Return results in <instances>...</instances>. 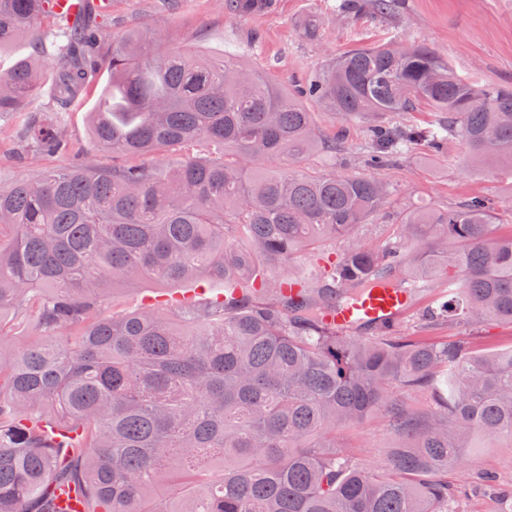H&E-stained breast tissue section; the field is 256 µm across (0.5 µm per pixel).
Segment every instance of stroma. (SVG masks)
I'll use <instances>...</instances> for the list:
<instances>
[{
	"mask_svg": "<svg viewBox=\"0 0 512 512\" xmlns=\"http://www.w3.org/2000/svg\"><path fill=\"white\" fill-rule=\"evenodd\" d=\"M335 3L277 0L272 13L234 19L224 13L221 0H181L169 21L166 40L188 49L230 50L242 65L261 67L293 92L306 86L328 56L389 38L434 48L471 82H512V0H401L398 13L383 23L336 14L332 10ZM163 9V0H112V30L119 34L150 27ZM314 12L323 18L324 35L318 41L300 30L303 19ZM37 81L38 89L21 111L0 114V186H9L21 177L34 178L48 167L77 164L87 155L103 167L124 163V156L97 146L91 138L89 116L97 102L93 95L76 101L65 119L66 151L41 153L19 143L14 132L26 115L51 103L50 71L39 69ZM302 104L314 112L323 129L341 139L343 171L370 173L366 124L332 114L308 98ZM464 157L462 142L453 138L439 152L420 146L390 158L381 173L396 194L374 223L359 228V237L384 245L392 239L401 211L417 206L454 208L480 196L492 198L499 223L512 226V175L491 167L473 170L464 164ZM343 438L364 469L382 464L394 444L381 414L347 429ZM466 456L467 466L449 472V481L467 487L479 474L491 472L512 483L511 443L486 439L481 447L468 449Z\"/></svg>",
	"mask_w": 512,
	"mask_h": 512,
	"instance_id": "1",
	"label": "stroma"
}]
</instances>
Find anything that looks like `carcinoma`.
<instances>
[{"instance_id": "cac0c4a2", "label": "carcinoma", "mask_w": 512, "mask_h": 512, "mask_svg": "<svg viewBox=\"0 0 512 512\" xmlns=\"http://www.w3.org/2000/svg\"><path fill=\"white\" fill-rule=\"evenodd\" d=\"M44 0H0V49L32 38L30 57L0 73V113L36 90L34 63L52 65L55 107L20 135L65 150L63 116L92 88L97 34L50 15ZM275 0H224L244 18ZM398 0H339L356 19L395 15ZM46 19L57 40L42 42ZM304 34L322 37V17ZM111 82L93 112L96 142L155 162L110 169L92 160L0 186V512H71L49 488L74 485L82 512H448V469L486 436L512 442V347L480 348L477 326L512 325V232L489 200L399 214L398 241L357 236L390 202L382 163L461 139L465 161L512 169V87L471 84L423 44L378 43L326 61L307 92L368 124L371 174L292 168L342 144L297 96L227 52L155 49L143 33L112 40ZM422 108L429 128L385 116ZM169 151L180 152L173 163ZM333 267L270 278L321 259ZM224 281L221 298L102 314L111 288ZM445 300L424 329L457 327L441 345L396 336V324L340 330L326 314L377 282ZM300 286L293 300L285 286ZM427 391L426 411L399 403ZM398 444L376 472L338 434L376 412ZM78 433L67 455L37 423Z\"/></svg>"}]
</instances>
